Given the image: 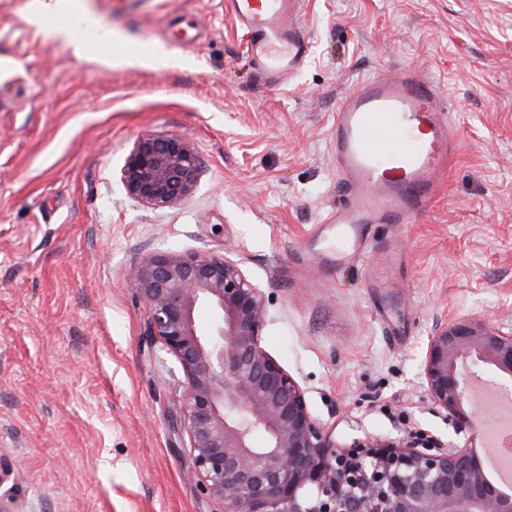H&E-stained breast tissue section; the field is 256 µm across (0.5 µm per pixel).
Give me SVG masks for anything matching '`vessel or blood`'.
I'll list each match as a JSON object with an SVG mask.
<instances>
[{"label":"vessel or blood","mask_w":512,"mask_h":512,"mask_svg":"<svg viewBox=\"0 0 512 512\" xmlns=\"http://www.w3.org/2000/svg\"><path fill=\"white\" fill-rule=\"evenodd\" d=\"M305 0H225L246 36L254 76L277 84L296 72L311 44L301 22ZM452 104L421 72L362 79L341 98L332 147L345 194L328 215L357 233L364 224H407L435 197L459 138Z\"/></svg>","instance_id":"obj_1"}]
</instances>
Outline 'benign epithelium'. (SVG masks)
Masks as SVG:
<instances>
[{
  "mask_svg": "<svg viewBox=\"0 0 512 512\" xmlns=\"http://www.w3.org/2000/svg\"><path fill=\"white\" fill-rule=\"evenodd\" d=\"M198 154L178 135L145 133L122 168L129 197L168 207L191 196ZM129 288L148 314L147 336L184 378L182 421L202 490L224 512H512V491L491 478L470 381L481 366L512 386V332L468 320L427 337L428 400L454 427L442 441L424 429L397 439L363 433L348 443L315 419L306 393L262 346L264 294L241 263L206 251L158 253L132 268ZM209 306L205 335L196 309ZM266 434L262 448L254 432Z\"/></svg>",
  "mask_w": 512,
  "mask_h": 512,
  "instance_id": "obj_1",
  "label": "benign epithelium"
}]
</instances>
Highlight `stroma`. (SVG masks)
Listing matches in <instances>:
<instances>
[{"label": "stroma", "mask_w": 512, "mask_h": 512, "mask_svg": "<svg viewBox=\"0 0 512 512\" xmlns=\"http://www.w3.org/2000/svg\"><path fill=\"white\" fill-rule=\"evenodd\" d=\"M0 0V495L17 512H222L190 469L174 359L145 334L129 270L164 251L238 259L263 347L347 440L452 425L425 341L457 319L512 331V0H307L302 70L257 85L224 0ZM70 38L52 28L80 14ZM428 73L459 148L426 211L368 224L337 264L342 95ZM198 153L194 193L154 209L121 170L143 133Z\"/></svg>", "instance_id": "obj_1"}]
</instances>
